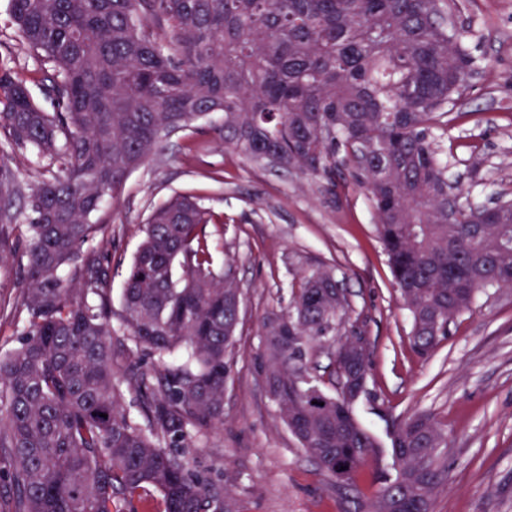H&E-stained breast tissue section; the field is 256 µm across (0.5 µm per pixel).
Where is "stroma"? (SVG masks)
Masks as SVG:
<instances>
[{
  "mask_svg": "<svg viewBox=\"0 0 512 512\" xmlns=\"http://www.w3.org/2000/svg\"><path fill=\"white\" fill-rule=\"evenodd\" d=\"M456 20L478 68L448 115L440 146L450 179L482 202L512 200V0H454ZM46 112L51 70L19 40L9 0H0V67ZM198 197L222 215L205 225L217 271H231L242 291L232 381L224 393V426L189 449L195 470L219 478L238 512H348L353 496L374 499L376 458L340 488L322 472L278 418L260 369L262 324L287 309L303 275L334 270L349 315L368 345V393L358 421L391 450L396 423L431 414L441 428L448 470L432 512H512V289H491L455 318L428 356L411 347V319L376 230L365 188L347 168L335 182L319 175L264 167L224 142V118L165 139L93 217L111 232L95 239L112 254V296L149 211L169 196ZM26 236L13 226L11 258L0 263V356L18 347L23 329Z\"/></svg>",
  "mask_w": 512,
  "mask_h": 512,
  "instance_id": "1",
  "label": "stroma"
}]
</instances>
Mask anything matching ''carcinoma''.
<instances>
[{
	"instance_id": "carcinoma-1",
	"label": "carcinoma",
	"mask_w": 512,
	"mask_h": 512,
	"mask_svg": "<svg viewBox=\"0 0 512 512\" xmlns=\"http://www.w3.org/2000/svg\"><path fill=\"white\" fill-rule=\"evenodd\" d=\"M453 0H11L21 41L52 71L59 111L15 84L0 104L11 150L61 164L29 187L21 346L0 358V461L7 512H236L186 449L224 426L241 290L214 269L202 225L214 215L175 195L153 208L112 306L108 231L90 217L162 138L224 113V142L281 168L336 176L355 160L391 271L412 316V346L433 351L488 288H512V200L472 201L448 181L438 138L472 60ZM0 155V258L19 192ZM70 268L73 278L59 276ZM333 272L305 276L263 323V372L280 420L341 484L377 452L358 396L318 389L309 350L349 322ZM124 338L112 339L114 326ZM338 378L367 381L369 355L334 353ZM133 397L144 423L125 404ZM432 415L401 420L379 495L354 512L431 504L447 463Z\"/></svg>"
}]
</instances>
